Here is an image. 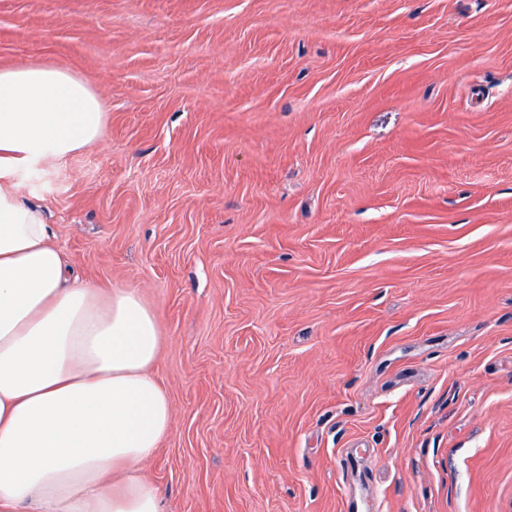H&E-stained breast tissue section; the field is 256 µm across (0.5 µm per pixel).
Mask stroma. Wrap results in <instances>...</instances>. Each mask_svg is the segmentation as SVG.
<instances>
[{
	"label": "stroma",
	"mask_w": 512,
	"mask_h": 512,
	"mask_svg": "<svg viewBox=\"0 0 512 512\" xmlns=\"http://www.w3.org/2000/svg\"><path fill=\"white\" fill-rule=\"evenodd\" d=\"M88 83L18 179L164 344V512H512V0H0Z\"/></svg>",
	"instance_id": "stroma-1"
}]
</instances>
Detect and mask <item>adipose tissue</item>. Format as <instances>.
I'll return each mask as SVG.
<instances>
[{
	"mask_svg": "<svg viewBox=\"0 0 512 512\" xmlns=\"http://www.w3.org/2000/svg\"><path fill=\"white\" fill-rule=\"evenodd\" d=\"M104 133L67 70L0 69V512H162L139 474L171 427L159 321L135 289L80 283L14 181Z\"/></svg>",
	"mask_w": 512,
	"mask_h": 512,
	"instance_id": "obj_1",
	"label": "adipose tissue"
}]
</instances>
